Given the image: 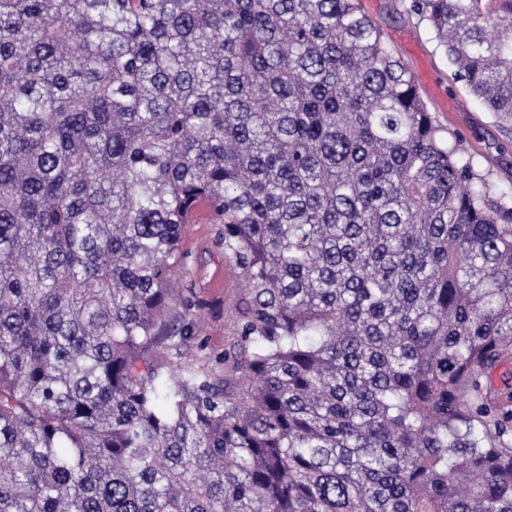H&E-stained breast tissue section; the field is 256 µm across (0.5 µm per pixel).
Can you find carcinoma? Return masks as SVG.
I'll return each instance as SVG.
<instances>
[{
	"label": "carcinoma",
	"instance_id": "cac0c4a2",
	"mask_svg": "<svg viewBox=\"0 0 512 512\" xmlns=\"http://www.w3.org/2000/svg\"><path fill=\"white\" fill-rule=\"evenodd\" d=\"M512 121V0H409ZM241 270L192 365L188 212ZM512 189L359 0H0V512H512Z\"/></svg>",
	"mask_w": 512,
	"mask_h": 512
}]
</instances>
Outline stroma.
I'll return each instance as SVG.
<instances>
[{"mask_svg":"<svg viewBox=\"0 0 512 512\" xmlns=\"http://www.w3.org/2000/svg\"><path fill=\"white\" fill-rule=\"evenodd\" d=\"M364 11L416 78L430 110L448 133L472 154L480 169L498 186L512 184V123L496 119L469 97L457 81L445 55L436 47L431 30L405 11L406 0H363ZM220 225L201 221L184 225L182 261L173 286L180 309L195 325L186 359L216 376H230L241 343L240 317L247 296L240 271L218 243Z\"/></svg>","mask_w":512,"mask_h":512,"instance_id":"35a3bbf8","label":"stroma"}]
</instances>
